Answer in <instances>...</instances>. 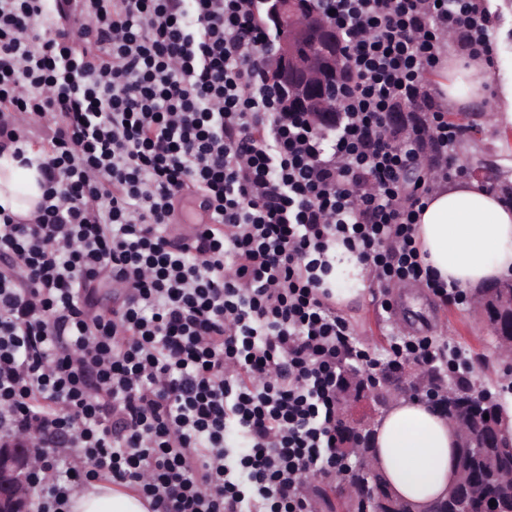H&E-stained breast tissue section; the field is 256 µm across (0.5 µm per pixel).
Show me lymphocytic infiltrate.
<instances>
[{
    "mask_svg": "<svg viewBox=\"0 0 512 512\" xmlns=\"http://www.w3.org/2000/svg\"><path fill=\"white\" fill-rule=\"evenodd\" d=\"M256 2L0 0V140L21 160L31 121L53 131L36 217L0 212V439L38 448L34 512L91 479L155 512H317L303 479L336 475L343 361L474 370L426 337L372 357L321 286L340 240L378 283L460 300L415 245L434 186L404 169L431 142L457 174L464 132L401 138L389 115L448 34L489 55L481 0H333L353 80L331 140L282 111Z\"/></svg>",
    "mask_w": 512,
    "mask_h": 512,
    "instance_id": "1",
    "label": "lymphocytic infiltrate"
}]
</instances>
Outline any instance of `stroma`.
<instances>
[{
	"mask_svg": "<svg viewBox=\"0 0 512 512\" xmlns=\"http://www.w3.org/2000/svg\"><path fill=\"white\" fill-rule=\"evenodd\" d=\"M390 299L391 313L380 308ZM339 314L352 325L357 346L385 358L391 335L415 337L425 334L438 347L455 345L474 366L469 387L500 395L512 383V373L495 357V341L489 326L476 316L469 302L441 301L424 288L372 286L352 303L339 306Z\"/></svg>",
	"mask_w": 512,
	"mask_h": 512,
	"instance_id": "stroma-1",
	"label": "stroma"
}]
</instances>
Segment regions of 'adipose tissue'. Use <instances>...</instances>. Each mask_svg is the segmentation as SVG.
<instances>
[{"mask_svg":"<svg viewBox=\"0 0 512 512\" xmlns=\"http://www.w3.org/2000/svg\"><path fill=\"white\" fill-rule=\"evenodd\" d=\"M441 99L450 107L480 108L491 100V122L500 134L494 150L507 147L512 131V55L493 50L489 60L471 63L466 72L444 63L437 72ZM492 96H485V85ZM44 182L37 166L22 165L12 148L0 150V208L30 218L43 200ZM415 238L426 265L438 278L477 300L489 284L512 277V205L476 179L437 187L418 212ZM327 289L341 302L361 291L369 271L344 245L329 252ZM372 463L385 473L392 491L416 512L444 495L458 478L457 427L428 403L400 396L373 424ZM69 512H154L152 501L128 484L92 480L73 494Z\"/></svg>","mask_w":512,"mask_h":512,"instance_id":"ef3b65f1","label":"adipose tissue"}]
</instances>
